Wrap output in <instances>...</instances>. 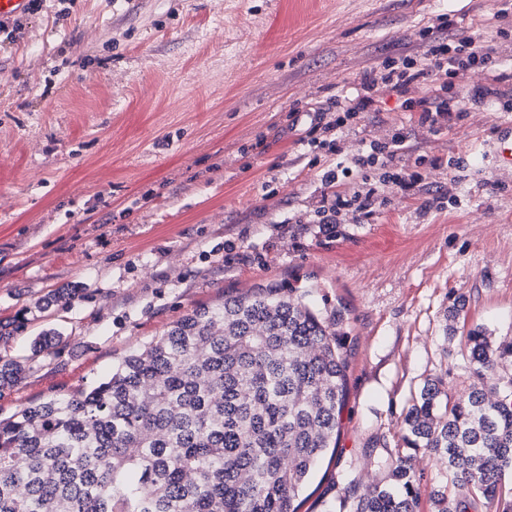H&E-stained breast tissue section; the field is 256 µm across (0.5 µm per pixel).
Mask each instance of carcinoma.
<instances>
[{"label":"carcinoma","mask_w":512,"mask_h":512,"mask_svg":"<svg viewBox=\"0 0 512 512\" xmlns=\"http://www.w3.org/2000/svg\"><path fill=\"white\" fill-rule=\"evenodd\" d=\"M73 296L56 288L36 308ZM345 321L341 308L277 284L199 305L88 387L0 417V512H299L312 466L336 448ZM23 327L0 321V349ZM465 341L472 384L453 400L442 377L423 385L402 421L404 447L378 457L390 484L347 479L356 512H417L411 450L448 471L430 493L434 512L479 502L512 512V376L500 371L512 338L476 327ZM62 343L43 332L32 355ZM26 371L0 353V391Z\"/></svg>","instance_id":"cac0c4a2"}]
</instances>
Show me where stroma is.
<instances>
[{
	"mask_svg": "<svg viewBox=\"0 0 512 512\" xmlns=\"http://www.w3.org/2000/svg\"><path fill=\"white\" fill-rule=\"evenodd\" d=\"M469 0H42L0 32V319L31 370L0 415L80 391L178 317L277 282L343 304L350 368L337 448L302 512H354L343 474L384 484L423 384L472 376L461 336L512 337V168L487 158L512 112L472 103L430 128L386 100L345 130L343 155L405 125L415 196L335 236L298 223L335 158L300 142L305 102L328 105L375 59L414 47L437 13L469 31ZM300 108L297 128L288 112ZM56 288L66 308L34 309ZM463 298V316L446 311ZM56 330L60 349L31 357Z\"/></svg>",
	"mask_w": 512,
	"mask_h": 512,
	"instance_id": "stroma-1",
	"label": "stroma"
}]
</instances>
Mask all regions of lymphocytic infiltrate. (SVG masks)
<instances>
[{"mask_svg": "<svg viewBox=\"0 0 512 512\" xmlns=\"http://www.w3.org/2000/svg\"><path fill=\"white\" fill-rule=\"evenodd\" d=\"M471 34L460 33L449 15L432 16L418 33L416 50L386 56L364 72L354 96L337 94L325 108H317V126L323 138L321 147L340 154V138L360 114L376 112L384 95L401 97L402 109H420L422 122L436 125L461 116L464 104L458 88L472 72H481L485 82L477 86L474 99L493 103L495 111L512 112V0H476L470 18ZM426 88L424 97L411 93ZM410 132L399 128L390 139L373 140L358 153L355 180L349 190L335 188L334 171L322 179V198L307 221L333 234L343 215L354 212L366 217L382 203L379 183L388 182L402 193L413 194L417 175L406 173ZM382 167L379 182H372L370 170Z\"/></svg>", "mask_w": 512, "mask_h": 512, "instance_id": "f902f5d3", "label": "lymphocytic infiltrate"}]
</instances>
